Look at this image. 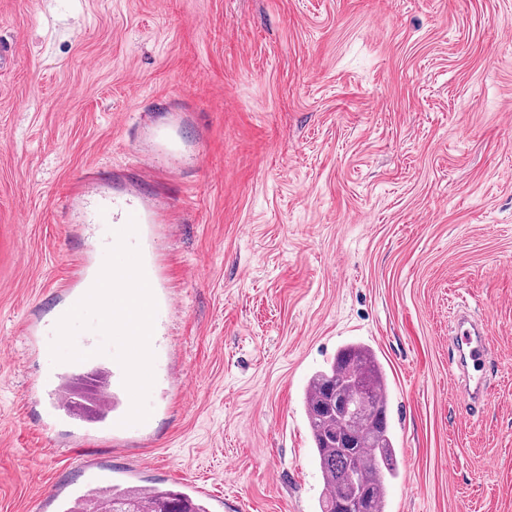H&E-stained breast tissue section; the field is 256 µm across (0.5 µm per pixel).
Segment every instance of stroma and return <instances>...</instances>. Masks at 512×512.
I'll use <instances>...</instances> for the list:
<instances>
[{"mask_svg":"<svg viewBox=\"0 0 512 512\" xmlns=\"http://www.w3.org/2000/svg\"><path fill=\"white\" fill-rule=\"evenodd\" d=\"M1 44L0 512L77 501L87 460L210 512H319L303 393L354 341L387 374V512H512V0H0ZM103 194L173 220L113 246ZM132 251L149 421L112 431L55 402L126 351L62 290ZM462 303L491 336L473 417ZM452 350V369L449 372L452 389L462 412L474 416L487 404V361L490 351V336L486 325L474 319L467 311H459L448 336Z\"/></svg>","mask_w":512,"mask_h":512,"instance_id":"obj_1","label":"stroma"}]
</instances>
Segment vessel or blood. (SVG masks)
<instances>
[{
    "mask_svg": "<svg viewBox=\"0 0 512 512\" xmlns=\"http://www.w3.org/2000/svg\"><path fill=\"white\" fill-rule=\"evenodd\" d=\"M93 212L118 225L120 233L117 240L121 243L127 240L129 229L140 224H159L165 219L164 213L151 211L132 197L122 201L101 197L94 203ZM150 282L142 265L135 260L92 274L87 269L75 267L72 276L74 309L80 312L98 307L101 286L114 283L118 289L113 293L106 311L108 326L117 325L124 329L132 318L147 322L153 300L151 294L141 292L140 287ZM448 343L452 350V369L449 373L452 389L463 413L471 417L479 413L489 400L487 361L490 338L485 323L474 319L469 312H459ZM146 422L137 398L132 396L125 410L112 417L110 427L118 431Z\"/></svg>",
    "mask_w": 512,
    "mask_h": 512,
    "instance_id": "b4317fda",
    "label": "vessel or blood"
}]
</instances>
